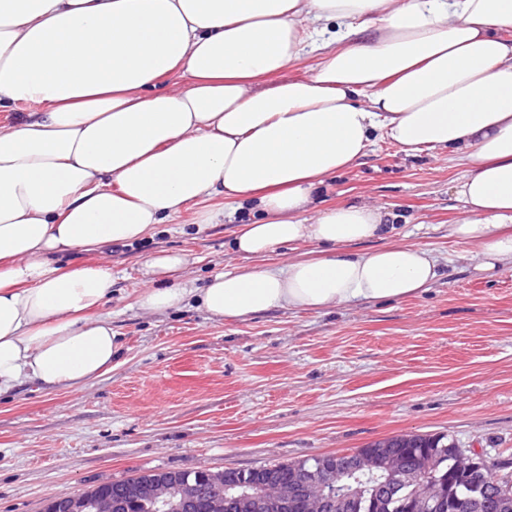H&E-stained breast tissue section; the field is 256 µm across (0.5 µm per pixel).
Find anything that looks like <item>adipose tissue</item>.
Returning <instances> with one entry per match:
<instances>
[{"instance_id":"obj_1","label":"adipose tissue","mask_w":512,"mask_h":512,"mask_svg":"<svg viewBox=\"0 0 512 512\" xmlns=\"http://www.w3.org/2000/svg\"><path fill=\"white\" fill-rule=\"evenodd\" d=\"M309 51L312 73L284 77ZM21 103L0 132V394L86 384L120 352L101 312L111 270L53 255L134 244L190 209L211 223L215 199L245 217L242 256L300 241L317 255L190 288L186 252L164 251L140 310L244 319L428 289L437 259L387 243L382 209L321 205L379 135L463 154L450 234L512 269V0H0V112Z\"/></svg>"}]
</instances>
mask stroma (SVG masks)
I'll use <instances>...</instances> for the list:
<instances>
[{
    "instance_id": "35a3bbf8",
    "label": "stroma",
    "mask_w": 512,
    "mask_h": 512,
    "mask_svg": "<svg viewBox=\"0 0 512 512\" xmlns=\"http://www.w3.org/2000/svg\"><path fill=\"white\" fill-rule=\"evenodd\" d=\"M467 172L457 155L379 138L327 183L325 206L380 207L396 241L437 258V281L402 301L224 321L193 305L143 312L140 267L154 253L190 252L192 288L249 264L232 245L237 218L197 225L189 211L134 245L58 257L111 268L102 311L120 353L84 386L0 396V512H42L134 472L247 469L401 434L512 455V270L482 269L449 234Z\"/></svg>"
}]
</instances>
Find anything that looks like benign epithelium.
Listing matches in <instances>:
<instances>
[{
	"instance_id": "7a95c632",
	"label": "benign epithelium",
	"mask_w": 512,
	"mask_h": 512,
	"mask_svg": "<svg viewBox=\"0 0 512 512\" xmlns=\"http://www.w3.org/2000/svg\"><path fill=\"white\" fill-rule=\"evenodd\" d=\"M459 466L468 473L471 482L482 481L485 472L500 466V460L483 452L460 456ZM382 467L384 480L373 490V499L389 501L400 488L411 482L417 468H426L424 460L407 463L398 451L397 442L384 438L368 451L351 456L336 455L318 467L301 471L292 479L280 480L270 474L257 483L243 482L226 485L219 473L206 472L194 483L177 482L163 477L119 486L110 496L92 493L88 497L66 496L50 500L51 512H123L133 499H147L157 512H194L198 503L207 504L208 512H288L297 503L308 506L310 512H356L363 499V489L336 485V473L353 474L363 468ZM447 499L435 495L419 500L408 512H447Z\"/></svg>"
}]
</instances>
